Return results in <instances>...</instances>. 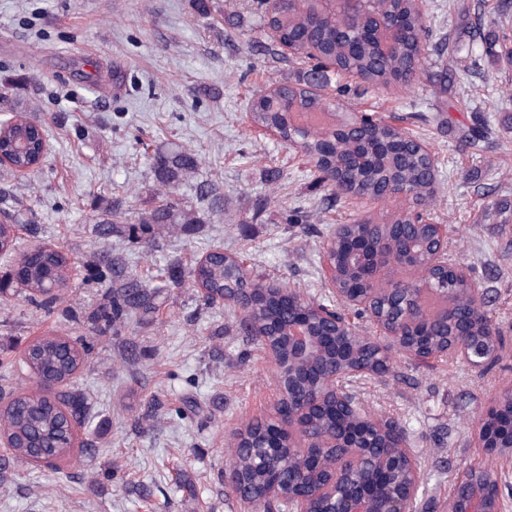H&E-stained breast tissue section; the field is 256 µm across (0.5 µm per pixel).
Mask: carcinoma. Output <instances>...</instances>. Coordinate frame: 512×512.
<instances>
[{"label":"carcinoma","mask_w":512,"mask_h":512,"mask_svg":"<svg viewBox=\"0 0 512 512\" xmlns=\"http://www.w3.org/2000/svg\"><path fill=\"white\" fill-rule=\"evenodd\" d=\"M310 12L311 9L300 3L290 4L285 0L279 17L268 21L261 15L259 25L269 26L281 44H292L296 55L310 64V74L319 77L318 84L327 82L330 72L375 86L395 82L406 86L412 84L411 75L419 70L423 43L429 37L417 0H368L365 5L360 21L363 31L371 28L378 19L388 24L395 18L399 19L394 33L395 45L388 50L376 38L360 37L356 30L338 28L334 17L315 24L310 19ZM281 99L292 105L301 116L316 113L326 116L330 106L320 94L307 93L303 87L288 84L278 86L275 98L258 91L250 106L252 124L275 130L285 146L290 140L302 143V153L311 166L316 183L327 185V176L334 173L345 182L352 195L371 197L383 192L388 185L396 184L407 187L414 200L422 205L433 199L429 190L434 180L433 165L413 148L403 155L394 153V145L409 137L403 127L382 120L370 132L344 129L329 135L326 123H308L304 127L294 125L283 115L279 106ZM19 116L17 121H4V133L8 139L5 147L8 149L11 141L25 137L35 122V118L24 111ZM153 168L162 185L173 187L196 173L198 159L187 149L162 151L155 154ZM123 218L125 213L116 209L102 211L99 220L101 234L108 235L122 225L146 249L153 248L156 235L163 230H175L199 222L197 213L186 208L170 191L162 192L161 203L151 212L133 222H125ZM343 230L348 238L367 241L365 251L353 260L343 252L339 254L341 286L352 288L358 279V271L373 262L379 238L389 235L392 229L384 225L372 232L354 221L343 225ZM403 233L405 239L396 241L400 252L396 263L399 269L414 277L430 281L431 291L425 294L405 293L388 305L378 306L375 314L395 320L405 302L417 301L433 322L431 340L438 346L447 343V316L454 319L465 317L470 328L479 335L484 334L487 326L492 324L491 316L483 307L473 309L470 301L471 288L478 286V282L470 284L458 280L451 273L431 266L429 225H409ZM70 271L66 253L58 249L42 254L27 274L29 300L42 307L61 300L64 289L53 292L50 285L54 281L69 282ZM112 277V291L101 318L117 332L131 315L156 309L158 289L144 287L134 276L125 275L120 269L112 271ZM188 277L211 295L246 300L242 316L252 340L261 344L262 337L266 336L272 344L281 345V339L274 336V327L283 320L284 313L276 294L268 290V283L251 277L244 269L239 272L231 270L217 255L210 256L204 264L192 266ZM296 295L306 304L336 311L339 317L346 318L351 311L339 301L333 304L328 299L299 291ZM346 347L348 356L355 362L364 359L377 365L382 363V356L373 348L368 336L351 338L347 340ZM330 357L328 352L314 353L297 370L299 381L313 385L312 374L320 370ZM84 361L85 348L59 336H44L32 347L26 366L35 375L40 373L64 379L80 369ZM335 426L336 413L329 408L308 420L305 432L320 438L332 433ZM267 428L268 425L261 421H250L244 430L230 432L227 441L229 459L238 470L239 488L253 496H262L271 487L272 470L260 453ZM489 431L503 439L504 446L512 443L511 399L503 402L501 412L490 424ZM0 434L13 441L14 447L9 449L13 460L30 462L43 453L61 460L74 452L70 448L64 413L58 406L46 403L37 388L16 396L9 406L0 411ZM306 467L307 462L298 453L288 460L278 483L281 494L288 493L293 479L303 476Z\"/></svg>","instance_id":"obj_1"}]
</instances>
